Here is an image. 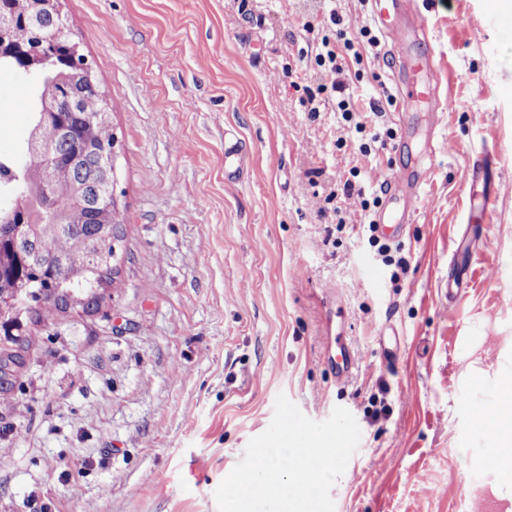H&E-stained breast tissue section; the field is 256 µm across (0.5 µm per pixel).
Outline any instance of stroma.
<instances>
[{"instance_id": "stroma-1", "label": "stroma", "mask_w": 512, "mask_h": 512, "mask_svg": "<svg viewBox=\"0 0 512 512\" xmlns=\"http://www.w3.org/2000/svg\"><path fill=\"white\" fill-rule=\"evenodd\" d=\"M407 2L442 109L398 112L389 44L359 41L350 88L381 105L359 133L315 57L372 26L370 0H62L112 103L121 240L98 305L30 328L0 403V512H219L216 488L281 393L360 427L335 512H505L479 414L512 373V11ZM8 78L24 107L0 99V156L18 158L35 89ZM486 145L498 158L473 192ZM423 163L433 180L383 262L365 222L401 205L361 212L343 184L360 167L372 201ZM452 272L465 279L449 299Z\"/></svg>"}]
</instances>
